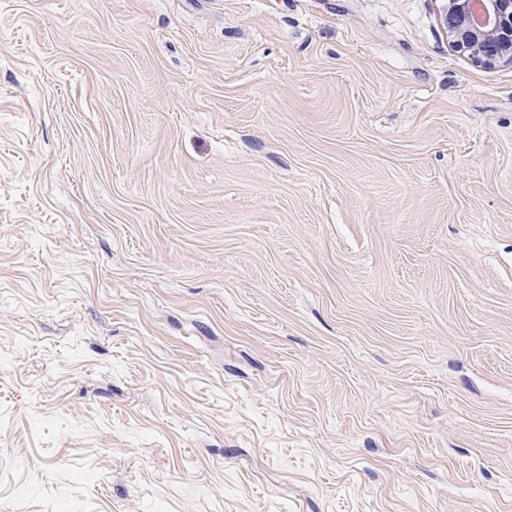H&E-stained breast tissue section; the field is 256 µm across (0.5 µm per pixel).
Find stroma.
I'll return each mask as SVG.
<instances>
[{
    "label": "stroma",
    "instance_id": "stroma-1",
    "mask_svg": "<svg viewBox=\"0 0 512 512\" xmlns=\"http://www.w3.org/2000/svg\"><path fill=\"white\" fill-rule=\"evenodd\" d=\"M442 0H0V512H512V63Z\"/></svg>",
    "mask_w": 512,
    "mask_h": 512
}]
</instances>
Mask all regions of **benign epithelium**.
Listing matches in <instances>:
<instances>
[{
  "label": "benign epithelium",
  "mask_w": 512,
  "mask_h": 512,
  "mask_svg": "<svg viewBox=\"0 0 512 512\" xmlns=\"http://www.w3.org/2000/svg\"><path fill=\"white\" fill-rule=\"evenodd\" d=\"M441 18L452 47L475 62L512 61V0H446Z\"/></svg>",
  "instance_id": "1"
}]
</instances>
